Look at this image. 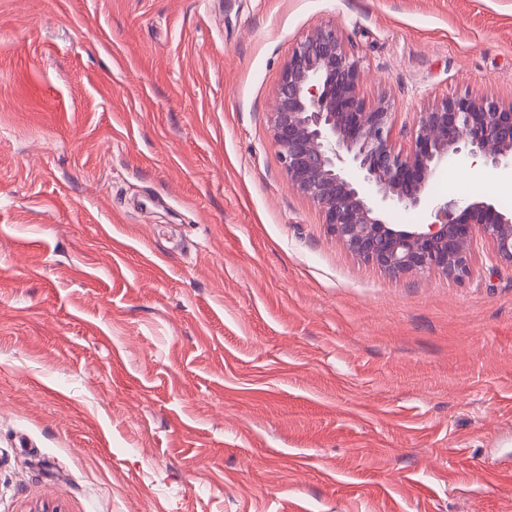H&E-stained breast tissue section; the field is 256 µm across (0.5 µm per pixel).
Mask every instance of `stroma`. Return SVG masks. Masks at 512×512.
I'll use <instances>...</instances> for the list:
<instances>
[{
  "mask_svg": "<svg viewBox=\"0 0 512 512\" xmlns=\"http://www.w3.org/2000/svg\"><path fill=\"white\" fill-rule=\"evenodd\" d=\"M325 23L397 125L512 102V0H0V512H512V266L388 277L286 183Z\"/></svg>",
  "mask_w": 512,
  "mask_h": 512,
  "instance_id": "obj_1",
  "label": "stroma"
}]
</instances>
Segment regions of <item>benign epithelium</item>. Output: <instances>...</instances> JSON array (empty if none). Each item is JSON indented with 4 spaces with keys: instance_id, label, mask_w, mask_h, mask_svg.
Wrapping results in <instances>:
<instances>
[{
    "instance_id": "obj_1",
    "label": "benign epithelium",
    "mask_w": 512,
    "mask_h": 512,
    "mask_svg": "<svg viewBox=\"0 0 512 512\" xmlns=\"http://www.w3.org/2000/svg\"><path fill=\"white\" fill-rule=\"evenodd\" d=\"M360 80V60L347 51L336 24L296 42L269 116L289 188L319 209L351 253L391 277L436 270L460 280L470 272L478 235L492 244L497 262L512 265V213L490 202L447 201L435 208V222L412 228L382 219L390 206L431 204V183L453 157H479L512 172V103L447 96L419 113L402 151L392 103H366Z\"/></svg>"
}]
</instances>
